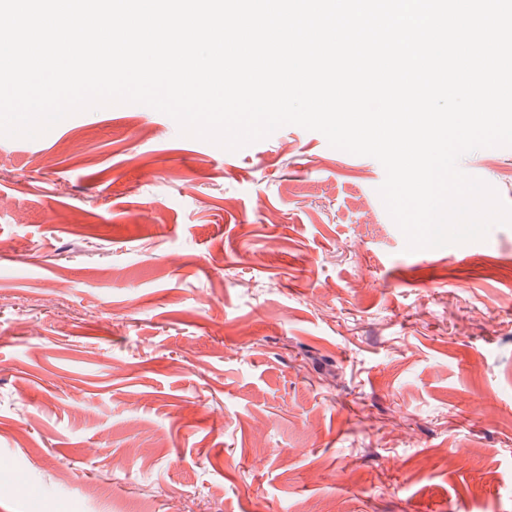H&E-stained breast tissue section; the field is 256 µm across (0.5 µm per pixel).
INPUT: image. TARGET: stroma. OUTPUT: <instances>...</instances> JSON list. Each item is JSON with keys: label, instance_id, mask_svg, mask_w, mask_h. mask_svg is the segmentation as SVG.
<instances>
[{"label": "stroma", "instance_id": "stroma-1", "mask_svg": "<svg viewBox=\"0 0 512 512\" xmlns=\"http://www.w3.org/2000/svg\"><path fill=\"white\" fill-rule=\"evenodd\" d=\"M384 179L141 104L0 137V512H512V227L406 252Z\"/></svg>", "mask_w": 512, "mask_h": 512}]
</instances>
